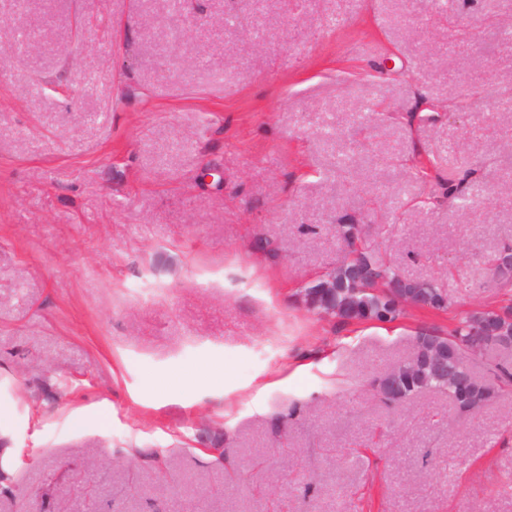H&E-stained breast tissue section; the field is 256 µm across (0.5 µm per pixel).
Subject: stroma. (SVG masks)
Wrapping results in <instances>:
<instances>
[{
  "label": "stroma",
  "instance_id": "35a3bbf8",
  "mask_svg": "<svg viewBox=\"0 0 512 512\" xmlns=\"http://www.w3.org/2000/svg\"><path fill=\"white\" fill-rule=\"evenodd\" d=\"M371 207L448 310L304 305ZM510 239L512 0H0V512H512V393L372 387Z\"/></svg>",
  "mask_w": 512,
  "mask_h": 512
}]
</instances>
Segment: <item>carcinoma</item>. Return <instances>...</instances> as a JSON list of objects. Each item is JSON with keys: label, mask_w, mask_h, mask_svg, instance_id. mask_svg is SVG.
<instances>
[{"label": "carcinoma", "mask_w": 512, "mask_h": 512, "mask_svg": "<svg viewBox=\"0 0 512 512\" xmlns=\"http://www.w3.org/2000/svg\"><path fill=\"white\" fill-rule=\"evenodd\" d=\"M336 232L346 243L347 254L335 269L303 288L301 298L308 308L343 322L391 323L401 312V301L391 292L393 288L411 289L423 297L424 307L429 309L450 306L443 289L431 281L404 277L390 259L373 248L365 239L364 225L339 224ZM511 249V242L503 243L488 262L491 276L505 288L503 304L460 316L445 336L429 330L417 333L412 356L374 380L384 403L396 407L431 390L447 396L454 409L470 411L498 392L512 390V367L506 363L494 365V385L473 371L474 360L500 350L501 340L512 335V269L499 264L500 256ZM435 350L445 354L446 376L433 372L427 363Z\"/></svg>", "instance_id": "cac0c4a2"}]
</instances>
